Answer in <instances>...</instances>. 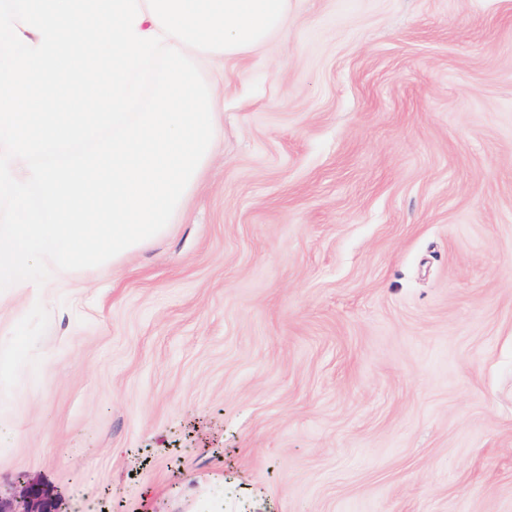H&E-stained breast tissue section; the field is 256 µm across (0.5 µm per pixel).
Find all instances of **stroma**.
I'll list each match as a JSON object with an SVG mask.
<instances>
[{
	"mask_svg": "<svg viewBox=\"0 0 512 512\" xmlns=\"http://www.w3.org/2000/svg\"><path fill=\"white\" fill-rule=\"evenodd\" d=\"M167 231L0 299V500L512 512V0H291Z\"/></svg>",
	"mask_w": 512,
	"mask_h": 512,
	"instance_id": "35a3bbf8",
	"label": "stroma"
}]
</instances>
